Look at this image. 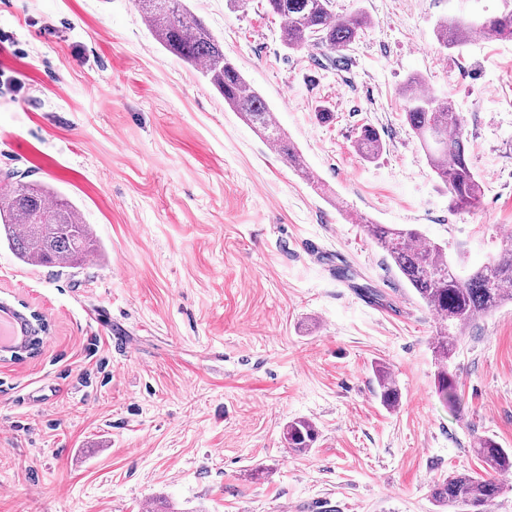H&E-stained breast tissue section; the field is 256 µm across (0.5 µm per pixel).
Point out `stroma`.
Masks as SVG:
<instances>
[{"label":"stroma","mask_w":512,"mask_h":512,"mask_svg":"<svg viewBox=\"0 0 512 512\" xmlns=\"http://www.w3.org/2000/svg\"><path fill=\"white\" fill-rule=\"evenodd\" d=\"M189 5L315 179L158 45L134 0H0V68L21 81L0 85V181L58 188L103 245L76 269L0 246V300L51 327L37 356L0 362V512H442L437 481L486 473L476 440L512 448V303L465 329L445 400L435 316L351 218L415 227L469 267L512 234V40L435 38L502 2L334 0L371 20L341 69L285 48L264 0ZM414 75L462 115L483 186L470 211L450 209L405 121ZM365 124L383 141L370 160ZM297 418L318 431L304 454L284 439ZM358 152L366 159H373L383 149V142L378 131L369 124L363 125L356 140Z\"/></svg>","instance_id":"obj_1"}]
</instances>
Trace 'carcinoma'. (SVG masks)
Wrapping results in <instances>:
<instances>
[{
  "mask_svg": "<svg viewBox=\"0 0 512 512\" xmlns=\"http://www.w3.org/2000/svg\"><path fill=\"white\" fill-rule=\"evenodd\" d=\"M267 8L280 16L282 44L292 50L315 47L339 67L349 65L348 52L364 34L369 20L357 12L339 16L332 0H265ZM141 17L155 41L183 62L196 68L223 97L224 102L251 125L266 141L276 146L278 155L298 172H305L298 149L273 121L265 98L246 80L237 64L224 53V45L187 5V0H135ZM479 31L498 39H512V7L487 15L474 25L463 18L441 21L436 38L441 47L464 46L469 35ZM423 78L414 75L404 87L405 118L419 139L435 177L448 189L450 206L471 209L481 197V183L470 165L463 122L452 100L444 94L422 92ZM356 147L366 159L383 149L378 131L370 124L361 127ZM367 235L384 252L400 277L441 320L435 353L444 363L438 372V389L445 398L455 397L456 380L447 362L455 350L458 336L479 316L512 301V239L502 243L493 260L457 273L448 259L447 248L423 241L413 227H390L364 217ZM28 265L77 268L98 251L96 237L79 208L52 187L34 183L0 186V242ZM48 324L42 317L32 318L31 333L23 354L35 355ZM381 375V400L393 407L399 393L384 371ZM317 439L314 425L304 419L288 423V447L298 453L311 449ZM477 455L496 474L512 472V450L502 448L491 438L479 441ZM499 492L492 478H477L461 473L435 483L433 497L448 507L487 512Z\"/></svg>",
  "mask_w": 512,
  "mask_h": 512,
  "instance_id": "1",
  "label": "carcinoma"
}]
</instances>
